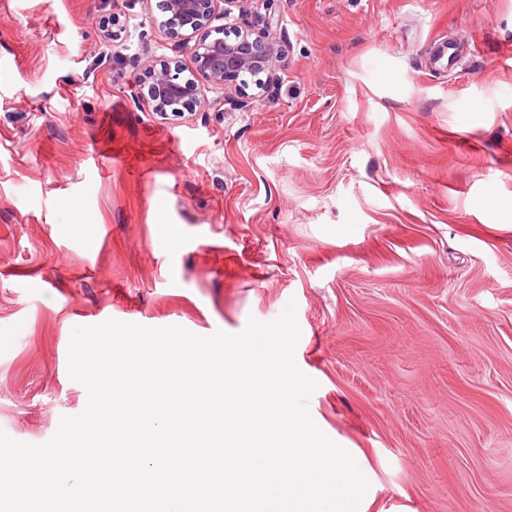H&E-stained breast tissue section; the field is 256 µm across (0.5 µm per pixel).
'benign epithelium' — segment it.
<instances>
[{
    "label": "benign epithelium",
    "instance_id": "1",
    "mask_svg": "<svg viewBox=\"0 0 512 512\" xmlns=\"http://www.w3.org/2000/svg\"><path fill=\"white\" fill-rule=\"evenodd\" d=\"M248 0H159L164 14L160 26L172 37L193 41L216 19L227 21L225 29L234 38L201 39L191 47L195 70L207 82L224 88V96L241 108L247 107V78L261 83L260 75L276 73L282 61L281 49L271 36V24L262 28L240 25L234 13L244 14ZM147 104L152 111L181 112L193 104L204 102V86L194 78L181 80L171 74L164 63L148 71Z\"/></svg>",
    "mask_w": 512,
    "mask_h": 512
}]
</instances>
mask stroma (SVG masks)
<instances>
[{
  "mask_svg": "<svg viewBox=\"0 0 512 512\" xmlns=\"http://www.w3.org/2000/svg\"><path fill=\"white\" fill-rule=\"evenodd\" d=\"M157 3L0 0V430L85 409L74 328L292 301L365 512H512V0H258L274 80L165 120L135 79L194 64Z\"/></svg>",
  "mask_w": 512,
  "mask_h": 512,
  "instance_id": "35a3bbf8",
  "label": "stroma"
}]
</instances>
